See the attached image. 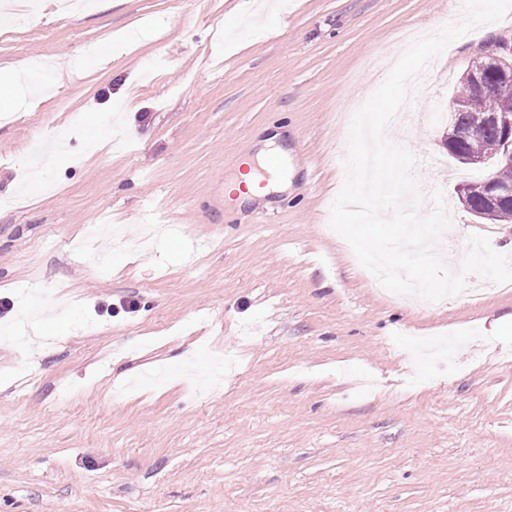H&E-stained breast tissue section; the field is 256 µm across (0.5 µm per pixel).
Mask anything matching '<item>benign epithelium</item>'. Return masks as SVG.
<instances>
[{
	"mask_svg": "<svg viewBox=\"0 0 512 512\" xmlns=\"http://www.w3.org/2000/svg\"><path fill=\"white\" fill-rule=\"evenodd\" d=\"M467 74L479 85V95L463 107L456 102L452 103V109L455 112L463 109L488 120L497 129L503 145L498 165L512 167V111L488 114L482 105V94L487 90L495 86L502 89L512 87V48L503 42L488 45L482 56L472 62ZM484 188L487 201L492 207L501 199H512V187L501 185L491 175L484 180Z\"/></svg>",
	"mask_w": 512,
	"mask_h": 512,
	"instance_id": "1",
	"label": "benign epithelium"
}]
</instances>
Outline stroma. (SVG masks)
Masks as SVG:
<instances>
[{"instance_id":"1","label":"stroma","mask_w":512,"mask_h":512,"mask_svg":"<svg viewBox=\"0 0 512 512\" xmlns=\"http://www.w3.org/2000/svg\"><path fill=\"white\" fill-rule=\"evenodd\" d=\"M463 0H26L0 68L46 86L0 111V332L53 308L34 346L0 339V512H512V291L430 310L380 292L328 230L381 53ZM512 14L452 42L389 129L441 188L437 246L487 233L457 186L450 104ZM125 116L94 144L97 117ZM280 190L229 210L224 184L274 130ZM59 160L26 178L41 144ZM127 242L92 268L88 226ZM136 302L128 312L124 303Z\"/></svg>"}]
</instances>
